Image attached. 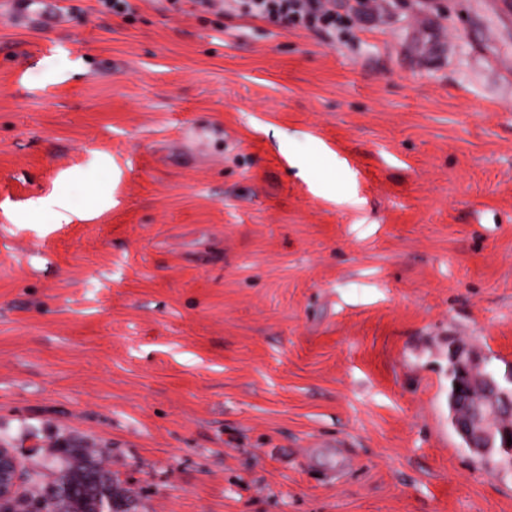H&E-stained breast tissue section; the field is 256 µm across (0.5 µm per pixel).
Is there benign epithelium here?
I'll return each mask as SVG.
<instances>
[{
  "label": "benign epithelium",
  "mask_w": 512,
  "mask_h": 512,
  "mask_svg": "<svg viewBox=\"0 0 512 512\" xmlns=\"http://www.w3.org/2000/svg\"><path fill=\"white\" fill-rule=\"evenodd\" d=\"M485 357L463 343L449 344L448 358L457 375L456 383L466 393L481 396L456 413L453 422L457 434L476 457L504 468L512 461V444L508 443L512 439V384L483 385L489 381L482 375ZM68 495L67 487L49 482L27 512H60L58 504ZM22 499L15 452L0 440V512H17L16 504Z\"/></svg>",
  "instance_id": "obj_1"
}]
</instances>
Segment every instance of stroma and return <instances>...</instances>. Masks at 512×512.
Instances as JSON below:
<instances>
[{
  "instance_id": "1",
  "label": "stroma",
  "mask_w": 512,
  "mask_h": 512,
  "mask_svg": "<svg viewBox=\"0 0 512 512\" xmlns=\"http://www.w3.org/2000/svg\"><path fill=\"white\" fill-rule=\"evenodd\" d=\"M135 5L0 0V439L135 512H512L448 420L450 340L512 363V21ZM76 445V448H72ZM82 445L79 442L74 443L71 438H61L58 441L57 448H70V456L66 466L59 469L58 480L61 484L71 485L72 489V510L64 512H113L112 500L104 501L101 506L95 510L98 485L96 481L88 480V465L94 463L84 457Z\"/></svg>"
}]
</instances>
